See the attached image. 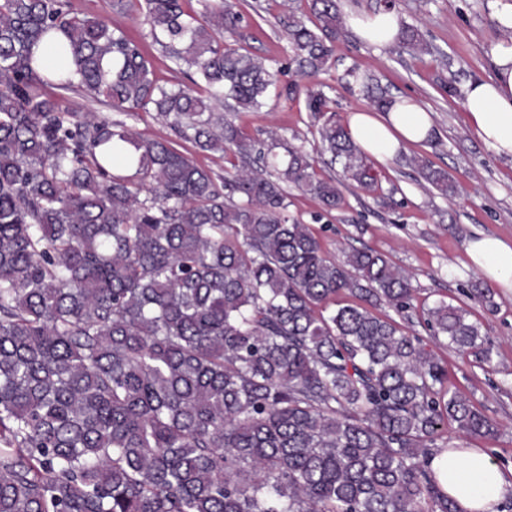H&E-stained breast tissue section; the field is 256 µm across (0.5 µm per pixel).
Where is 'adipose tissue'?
<instances>
[{
  "label": "adipose tissue",
  "instance_id": "adipose-tissue-1",
  "mask_svg": "<svg viewBox=\"0 0 512 512\" xmlns=\"http://www.w3.org/2000/svg\"><path fill=\"white\" fill-rule=\"evenodd\" d=\"M349 25L365 42L384 47L395 41L399 19L393 11L350 15ZM495 75L471 81L460 107L478 137L497 154L512 156V37L491 51ZM432 116L416 99L395 97L387 110H356L346 128L357 147L376 161L397 155L407 144L425 141ZM468 257L490 284L512 288V241L492 234L469 240ZM438 481L457 512H496L503 495L512 490V475L492 462L482 448H446L433 460Z\"/></svg>",
  "mask_w": 512,
  "mask_h": 512
}]
</instances>
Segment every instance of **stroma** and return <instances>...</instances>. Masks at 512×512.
Masks as SVG:
<instances>
[{"mask_svg": "<svg viewBox=\"0 0 512 512\" xmlns=\"http://www.w3.org/2000/svg\"><path fill=\"white\" fill-rule=\"evenodd\" d=\"M112 4L113 0H71L74 13L106 19L141 38L135 0H129L122 13ZM502 6V0H396L400 20L416 26L428 44L425 53L403 49L396 42L376 47L345 29L336 41L334 64L310 79L323 88L339 122H346L349 112L369 106L339 82L345 69L355 65L375 75L390 94L416 98L430 112L434 133L427 142L408 146L404 156L375 163L376 190L365 192L340 183L341 202L328 212L316 196L293 188L288 211L310 226L336 260H344L350 248L368 247L411 275L413 306L398 316V323L445 362L448 390L468 397L496 426L489 435L462 434L451 427L435 445L441 448L447 439H457L461 445L485 449L507 470L512 468V290L493 288L487 302L474 298L472 289L482 278L471 265L466 244L481 233L512 239V157L497 155L480 140L456 97L441 87L442 80L452 76L462 89L472 80L493 76L490 51L512 33L498 20ZM241 10L245 20L238 46L282 66L279 86L300 82L296 69L288 65V42L276 23V0H243ZM236 123L260 140L267 131H277L314 156L320 178L338 181L340 167L322 150L304 96L269 94L260 110L237 113ZM408 155L446 171L454 193L441 195L426 183L417 169L405 164ZM442 299L465 307L470 320L480 323L493 349L491 362L458 352L432 336L423 314Z\"/></svg>", "mask_w": 512, "mask_h": 512, "instance_id": "35a3bbf8", "label": "stroma"}]
</instances>
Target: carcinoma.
Returning <instances> with one entry per match:
<instances>
[{"label": "carcinoma", "instance_id": "carcinoma-1", "mask_svg": "<svg viewBox=\"0 0 512 512\" xmlns=\"http://www.w3.org/2000/svg\"><path fill=\"white\" fill-rule=\"evenodd\" d=\"M185 2L139 0L142 40L191 81L168 87L141 40L69 0H0V512H456L429 443L450 422L475 435L493 423L374 312L410 309L412 276L366 247L338 262L288 215V187L334 209L336 183L302 148L226 116L260 108L277 70L224 44L244 21L231 0ZM280 4L290 61L327 70L336 0H311L306 19ZM397 40L429 51L411 25ZM44 43L52 80L36 69ZM344 79L393 102L368 72ZM48 84L109 114L72 112ZM300 93L344 179L375 190L325 93L286 89ZM135 110L192 150L110 116ZM228 151L243 165L223 175L192 156ZM343 292L358 302L336 306ZM467 315L440 300L425 321L489 362Z\"/></svg>", "mask_w": 512, "mask_h": 512}]
</instances>
